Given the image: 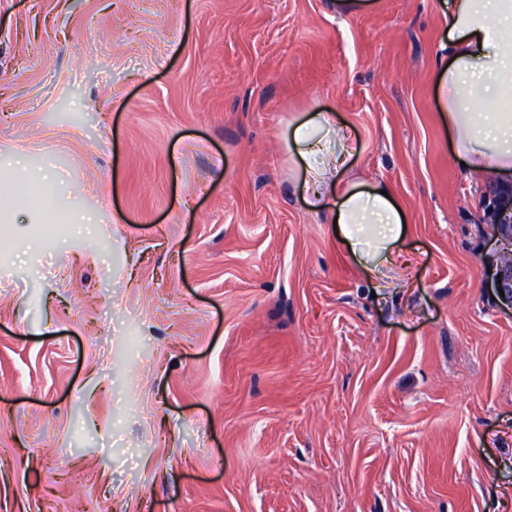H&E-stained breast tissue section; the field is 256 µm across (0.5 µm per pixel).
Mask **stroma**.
<instances>
[{
    "mask_svg": "<svg viewBox=\"0 0 512 512\" xmlns=\"http://www.w3.org/2000/svg\"><path fill=\"white\" fill-rule=\"evenodd\" d=\"M439 0H0V512H505L512 305ZM335 113L373 279L302 198ZM286 143L291 159L296 157L304 164L302 186L310 207L321 210L328 198L336 197L339 234L363 268L379 276L383 268L400 265L403 210L384 183L365 188L361 183L341 181L351 155L350 140L333 113L312 112L288 132Z\"/></svg>",
    "mask_w": 512,
    "mask_h": 512,
    "instance_id": "stroma-1",
    "label": "stroma"
}]
</instances>
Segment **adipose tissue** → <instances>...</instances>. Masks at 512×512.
I'll return each mask as SVG.
<instances>
[{
	"instance_id": "obj_1",
	"label": "adipose tissue",
	"mask_w": 512,
	"mask_h": 512,
	"mask_svg": "<svg viewBox=\"0 0 512 512\" xmlns=\"http://www.w3.org/2000/svg\"><path fill=\"white\" fill-rule=\"evenodd\" d=\"M441 9L450 51L438 63L439 107L457 152L477 176L512 173V113L493 108L512 93V0H443ZM286 143L304 164L307 203L319 210L335 199L339 234L363 268L375 276L400 265L404 213L378 186L342 182L349 133L332 113L310 114Z\"/></svg>"
}]
</instances>
